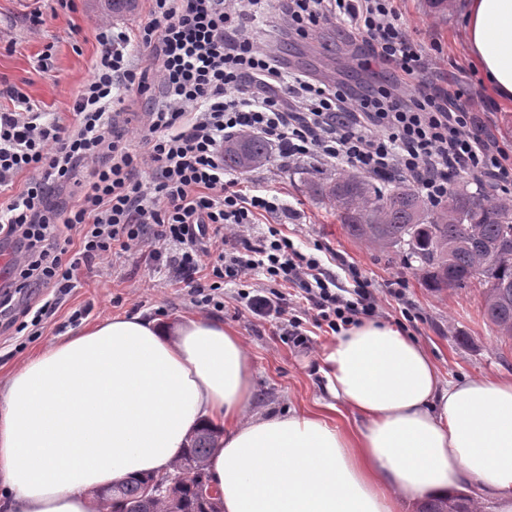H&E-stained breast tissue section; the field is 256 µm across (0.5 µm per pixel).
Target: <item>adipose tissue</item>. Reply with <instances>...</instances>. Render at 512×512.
Masks as SVG:
<instances>
[{
    "instance_id": "adipose-tissue-1",
    "label": "adipose tissue",
    "mask_w": 512,
    "mask_h": 512,
    "mask_svg": "<svg viewBox=\"0 0 512 512\" xmlns=\"http://www.w3.org/2000/svg\"><path fill=\"white\" fill-rule=\"evenodd\" d=\"M470 52L512 97V0H471ZM321 373L358 425L320 413L245 417L249 358L238 333L138 315L83 328L0 381V512H98L91 496L160 474L201 422L223 512H400L477 488L512 512V377L443 380L428 351L365 321L337 335Z\"/></svg>"
}]
</instances>
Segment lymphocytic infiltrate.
<instances>
[{"mask_svg":"<svg viewBox=\"0 0 512 512\" xmlns=\"http://www.w3.org/2000/svg\"><path fill=\"white\" fill-rule=\"evenodd\" d=\"M147 2L135 32L97 24L101 53L72 103L76 126L0 88L11 102L0 110V247L18 257L0 286L1 327L39 335L76 270L125 254L146 255L204 310L223 308L225 284L273 279L236 301L294 336L307 318L337 332L376 316L360 276L342 285L282 233L287 200L240 190L223 152L242 131L285 159L402 179L434 207L460 175L512 197V149L477 134L467 95L420 84L426 59L394 0H278L288 37L315 38L332 17L383 65L381 81L358 85L292 70L280 47L245 37L261 0ZM129 101L138 115L123 116ZM264 215L271 223L255 234Z\"/></svg>","mask_w":512,"mask_h":512,"instance_id":"1","label":"lymphocytic infiltrate"}]
</instances>
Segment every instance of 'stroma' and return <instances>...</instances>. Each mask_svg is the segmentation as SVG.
<instances>
[{"mask_svg":"<svg viewBox=\"0 0 512 512\" xmlns=\"http://www.w3.org/2000/svg\"><path fill=\"white\" fill-rule=\"evenodd\" d=\"M396 5L402 20L416 27V39L423 46L438 48V64L427 70L428 80L452 93L466 92L480 118L482 137L492 144H512V98H500L473 59L466 40L463 0H452L441 11L432 9L428 0H397ZM35 11L42 12L46 23L39 34L32 35L24 19ZM100 11L98 0H73L67 9L56 0H0V26L15 33L13 45L0 47V83L23 92L43 111L57 113L64 125L74 126L70 100L100 52L88 19ZM246 30L260 42H284L291 68L324 72L344 82L368 74L367 69L351 68L357 50L338 32L335 22H325L314 39H284L274 0H267L262 15ZM47 49L52 57L44 70L38 60ZM335 176V170L312 160L284 165L274 156L264 166L243 174L242 183L284 193L294 212L283 225V233L322 247L323 258L333 257L355 267L380 297L384 322L422 344L444 379L512 375V343H504L485 319L482 286L473 283L463 289L434 291L405 263L402 253L378 251L351 236L338 224L327 201L308 188L309 181L326 182ZM399 280L404 283L400 297L394 294ZM237 290V285L226 284L223 310L205 314L224 322L243 339L252 367L248 415L316 411V401L324 393L318 368L334 332L310 325L307 343L297 344L277 320L256 319L241 310L234 300ZM78 310L83 317L75 326L70 317ZM138 313L172 325L203 314L191 303L183 285L169 281L144 259L123 257L99 272L83 269L41 336L20 348L8 335L0 334V379L44 346L76 333L78 327Z\"/></svg>","mask_w":512,"mask_h":512,"instance_id":"35a3bbf8","label":"stroma"}]
</instances>
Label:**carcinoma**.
Wrapping results in <instances>:
<instances>
[{
  "label": "carcinoma",
  "instance_id": "carcinoma-1",
  "mask_svg": "<svg viewBox=\"0 0 512 512\" xmlns=\"http://www.w3.org/2000/svg\"><path fill=\"white\" fill-rule=\"evenodd\" d=\"M250 157L269 159L259 136L226 143L224 167L250 171ZM310 191L336 211L352 236L380 249L404 250L425 284L437 291L465 288L478 280L484 288V316L503 341H512V198L470 193L452 187L448 200L428 208L404 181L382 190L360 176H340L329 183L312 181ZM218 432L204 425L188 439L170 469L160 475L121 480L97 493L105 512H222L219 492L211 485L206 462ZM174 481L150 499L148 485ZM418 512H481L463 493L429 497Z\"/></svg>",
  "mask_w": 512,
  "mask_h": 512
}]
</instances>
